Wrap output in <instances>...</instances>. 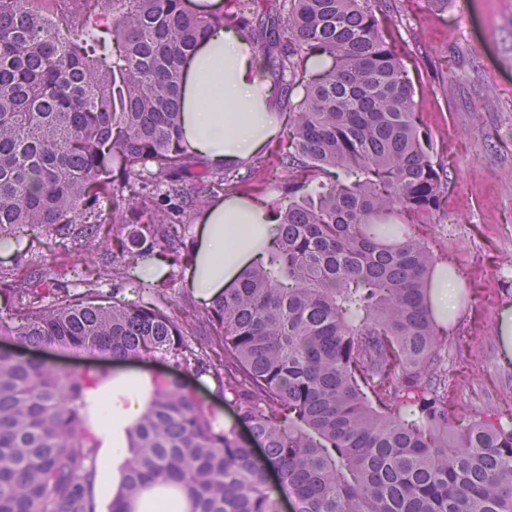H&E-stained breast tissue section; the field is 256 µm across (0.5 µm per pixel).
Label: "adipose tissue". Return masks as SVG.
<instances>
[{
	"label": "adipose tissue",
	"instance_id": "ef3b65f1",
	"mask_svg": "<svg viewBox=\"0 0 512 512\" xmlns=\"http://www.w3.org/2000/svg\"><path fill=\"white\" fill-rule=\"evenodd\" d=\"M246 49L233 35L206 39L184 68V137L211 165L249 158L278 126L276 112L258 98L260 83ZM274 217L269 207L238 196L205 213L187 273L198 300L213 301L236 282L267 239ZM154 382L148 373L116 371L87 392L100 443L92 485L96 512H109L117 498L132 456L129 431L145 411Z\"/></svg>",
	"mask_w": 512,
	"mask_h": 512
}]
</instances>
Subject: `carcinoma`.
Returning <instances> with one entry per match:
<instances>
[{"mask_svg":"<svg viewBox=\"0 0 512 512\" xmlns=\"http://www.w3.org/2000/svg\"><path fill=\"white\" fill-rule=\"evenodd\" d=\"M387 0H0V238L37 230L49 251L119 242L112 281L157 256L188 264L176 227L191 193L273 185L288 204L235 287L174 310L165 279L130 300L98 281L59 287L0 269L23 347L159 356L172 366L130 430L132 458L112 512L156 485L190 512H512V415L460 427L449 410L425 226L440 216L446 164L417 112L408 72L382 34ZM259 48L269 100L303 88L276 150L245 173L184 141L182 74L219 29ZM332 66L309 73L307 62ZM152 188L175 205L147 202ZM99 368L63 375L0 351V512H95L98 444L86 394ZM209 376L229 426L184 374Z\"/></svg>","mask_w":512,"mask_h":512,"instance_id":"carcinoma-1","label":"carcinoma"}]
</instances>
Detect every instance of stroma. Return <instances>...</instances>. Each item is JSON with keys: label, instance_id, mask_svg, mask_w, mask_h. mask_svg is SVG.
Returning a JSON list of instances; mask_svg holds the SVG:
<instances>
[{"label": "stroma", "instance_id": "35a3bbf8", "mask_svg": "<svg viewBox=\"0 0 512 512\" xmlns=\"http://www.w3.org/2000/svg\"><path fill=\"white\" fill-rule=\"evenodd\" d=\"M417 110L448 170L444 216L429 230L439 266L461 282L449 336L469 342L448 357L449 400L460 418L512 411V358L497 334L512 306V0H391Z\"/></svg>", "mask_w": 512, "mask_h": 512}]
</instances>
